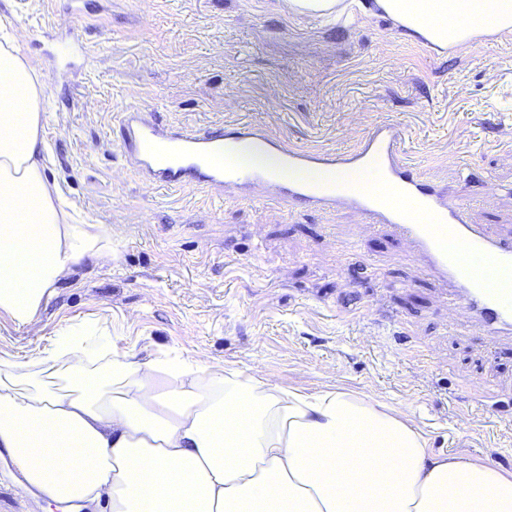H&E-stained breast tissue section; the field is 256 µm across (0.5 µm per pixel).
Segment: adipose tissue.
I'll list each match as a JSON object with an SVG mask.
<instances>
[{"label": "adipose tissue", "mask_w": 512, "mask_h": 512, "mask_svg": "<svg viewBox=\"0 0 512 512\" xmlns=\"http://www.w3.org/2000/svg\"><path fill=\"white\" fill-rule=\"evenodd\" d=\"M327 21L384 19L440 51L512 33V0H279ZM46 79L0 37V314L34 324L112 227L79 222L50 177ZM0 448L36 499L109 512H512V470L434 452L410 409L304 393L193 357L145 359L81 325L0 356Z\"/></svg>", "instance_id": "adipose-tissue-1"}]
</instances>
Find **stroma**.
<instances>
[{
    "label": "stroma",
    "mask_w": 512,
    "mask_h": 512,
    "mask_svg": "<svg viewBox=\"0 0 512 512\" xmlns=\"http://www.w3.org/2000/svg\"><path fill=\"white\" fill-rule=\"evenodd\" d=\"M0 21L47 77L49 174L82 220L112 227L111 264L81 262L33 325L0 315V355L25 360L62 327L97 323L142 357L406 406L434 451L512 470V340L454 320L400 235L343 207L146 186L119 119L136 105L166 128L256 124L335 152L390 122L421 181L511 240L512 34L441 55L381 19L328 27L276 0H0ZM0 512L69 510L35 505L4 454Z\"/></svg>",
    "instance_id": "35a3bbf8"
}]
</instances>
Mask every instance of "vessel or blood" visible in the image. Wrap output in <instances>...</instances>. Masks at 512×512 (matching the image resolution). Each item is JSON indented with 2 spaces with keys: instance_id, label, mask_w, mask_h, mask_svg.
Instances as JSON below:
<instances>
[{
  "instance_id": "b4317fda",
  "label": "vessel or blood",
  "mask_w": 512,
  "mask_h": 512,
  "mask_svg": "<svg viewBox=\"0 0 512 512\" xmlns=\"http://www.w3.org/2000/svg\"><path fill=\"white\" fill-rule=\"evenodd\" d=\"M123 154L150 184L181 185L194 175L215 190L241 185L255 201H303L332 209L345 205L368 224H385L406 240L425 272L442 283L449 304L462 308L466 322L485 335L512 338V241L468 221L465 205L451 204L435 189L415 180L402 158L401 130L392 124L376 127L354 153L285 150L287 167L279 172L242 174L233 161L218 162L226 144L248 138L269 144L258 126L191 130L159 126L147 109L133 107L122 114ZM375 166L395 192L413 200V210L360 190L310 187L292 180L289 170L316 165L325 169Z\"/></svg>"
}]
</instances>
